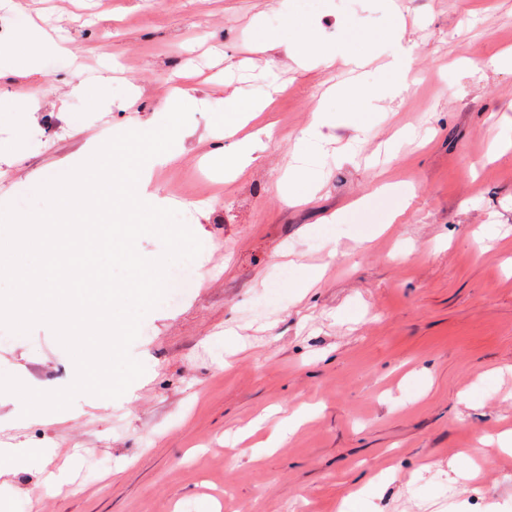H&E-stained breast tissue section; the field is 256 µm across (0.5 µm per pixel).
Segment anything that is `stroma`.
Returning a JSON list of instances; mask_svg holds the SVG:
<instances>
[{
	"instance_id": "1",
	"label": "stroma",
	"mask_w": 512,
	"mask_h": 512,
	"mask_svg": "<svg viewBox=\"0 0 512 512\" xmlns=\"http://www.w3.org/2000/svg\"><path fill=\"white\" fill-rule=\"evenodd\" d=\"M27 21L61 50L0 74V102L26 87L38 114L0 112V205L28 208L89 142L160 124L191 70L189 134L149 189L206 246L186 298L143 319L130 393L78 396L51 421L0 394V444L55 451L0 477V512H512V451L495 443L512 429V0H0V36ZM302 31L304 64L286 46ZM347 45L357 63H321ZM103 73L99 112L70 89ZM353 81L379 89L358 113L331 93ZM273 82L241 130L255 160L225 178L205 157L236 143L216 125L224 99ZM317 111L304 202L278 185ZM0 372L54 391L75 366L39 324L0 328ZM304 404L272 453L235 443ZM482 438L476 490L450 465Z\"/></svg>"
}]
</instances>
